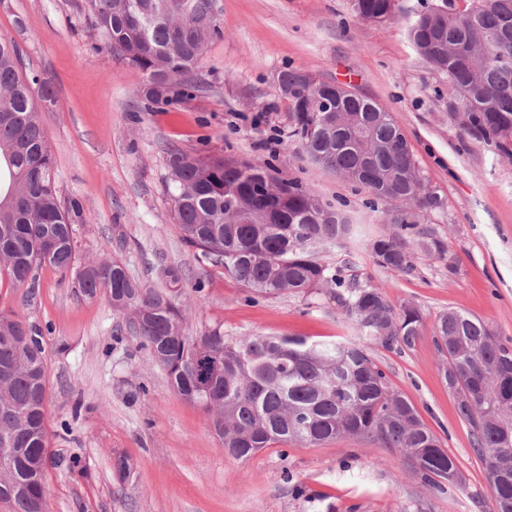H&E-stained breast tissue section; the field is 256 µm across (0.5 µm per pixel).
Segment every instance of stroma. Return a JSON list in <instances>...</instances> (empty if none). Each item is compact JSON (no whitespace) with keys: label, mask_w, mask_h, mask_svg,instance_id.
<instances>
[{"label":"stroma","mask_w":512,"mask_h":512,"mask_svg":"<svg viewBox=\"0 0 512 512\" xmlns=\"http://www.w3.org/2000/svg\"><path fill=\"white\" fill-rule=\"evenodd\" d=\"M217 7L223 36L204 56L206 90L151 111L139 95L143 74L101 44L87 0H0V35L18 45L24 74L57 93L39 118L61 201L80 208L78 260L118 259L154 287L160 265L181 267L176 298L193 333L218 325L231 339H353L333 297L257 296L202 261L171 219L166 153H221L298 180L354 224L353 237L324 261L351 254L354 273L393 305L422 311L424 334L412 349L371 354L456 459L468 491L431 496L398 453L362 438L228 456L208 416L173 391L136 337L118 332L123 319L107 299L86 296L44 265L31 291L0 277V309L25 317L46 349L47 512H480L473 499L490 494L486 471L440 377L432 336L437 316L453 309L512 338V159L449 125L441 101L448 85L415 52L405 16L363 21L351 0ZM287 69L350 84L393 114L443 201L423 222L447 243L456 275L421 251L407 275L374 264L370 244L402 205H369L365 188L313 164L289 138L288 102L276 81ZM121 458L130 466L123 477Z\"/></svg>","instance_id":"35a3bbf8"}]
</instances>
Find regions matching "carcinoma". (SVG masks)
<instances>
[{
  "mask_svg": "<svg viewBox=\"0 0 512 512\" xmlns=\"http://www.w3.org/2000/svg\"><path fill=\"white\" fill-rule=\"evenodd\" d=\"M420 2L409 26L417 54L448 81V123L470 139L512 157V0ZM93 24L122 62L140 69V96L168 105L203 89L198 71L208 45L223 35L216 0H87ZM368 21L393 18L397 0H353ZM288 90L290 137L309 158L363 186L371 204L400 201L392 227L371 244L373 262L400 274L413 269V248L448 260L445 241L418 218L442 206L425 183L392 113L337 83L311 86L298 69L277 76ZM53 86L22 74L17 44L0 36V273L16 288L35 287V270L77 269L79 287L103 295L125 318L173 390L201 408L235 459L274 444L315 447L346 437L397 450L432 496L467 491L456 460L414 404L394 391L372 347L411 349L424 317L413 304L394 307L352 267L322 260L351 227L344 212L297 180L221 154L170 150L166 185L182 239L213 267L263 296L327 293L358 335L346 343L297 336L228 339L221 327L189 332L171 290L132 278L116 259L76 265L73 219L58 198L53 150L40 103ZM165 285L182 280L162 266ZM433 342L440 373L470 426L491 490L483 512H512V338L456 310L439 315ZM42 336L13 310L0 309V502L12 512H44L50 419Z\"/></svg>",
  "mask_w": 512,
  "mask_h": 512,
  "instance_id": "obj_1",
  "label": "carcinoma"
}]
</instances>
